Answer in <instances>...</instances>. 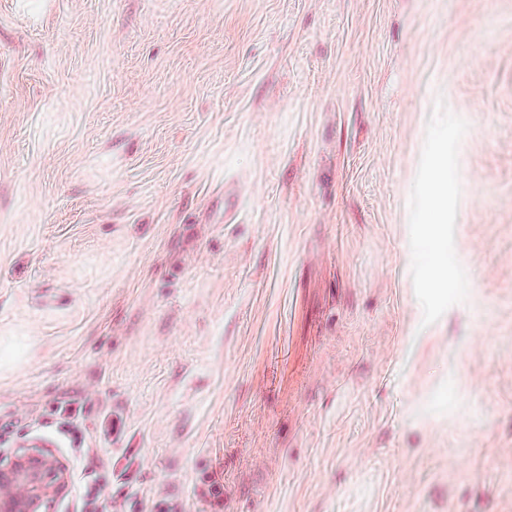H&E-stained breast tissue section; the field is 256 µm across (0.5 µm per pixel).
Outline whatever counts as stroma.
Masks as SVG:
<instances>
[{"instance_id":"obj_1","label":"stroma","mask_w":512,"mask_h":512,"mask_svg":"<svg viewBox=\"0 0 512 512\" xmlns=\"http://www.w3.org/2000/svg\"><path fill=\"white\" fill-rule=\"evenodd\" d=\"M59 400L170 512H512V0H0V452L77 512ZM429 181L432 187L429 196V210L432 219L421 225L420 235L427 257V283L431 291L437 292L447 285L448 245L442 237L438 224L446 213L448 182L446 169L434 155L429 162Z\"/></svg>"}]
</instances>
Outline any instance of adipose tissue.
<instances>
[{
  "label": "adipose tissue",
  "mask_w": 512,
  "mask_h": 512,
  "mask_svg": "<svg viewBox=\"0 0 512 512\" xmlns=\"http://www.w3.org/2000/svg\"><path fill=\"white\" fill-rule=\"evenodd\" d=\"M429 166L432 191L428 207L432 218L423 223L420 235L427 257V283L430 290L436 292L447 283L448 245L440 233L439 225L446 213L448 182L446 170L438 159H431Z\"/></svg>",
  "instance_id": "adipose-tissue-1"
}]
</instances>
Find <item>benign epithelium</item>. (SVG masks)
<instances>
[{"label":"benign epithelium","instance_id":"1","mask_svg":"<svg viewBox=\"0 0 512 512\" xmlns=\"http://www.w3.org/2000/svg\"><path fill=\"white\" fill-rule=\"evenodd\" d=\"M68 488L66 468L52 449L28 445L0 453V512H54Z\"/></svg>","mask_w":512,"mask_h":512}]
</instances>
